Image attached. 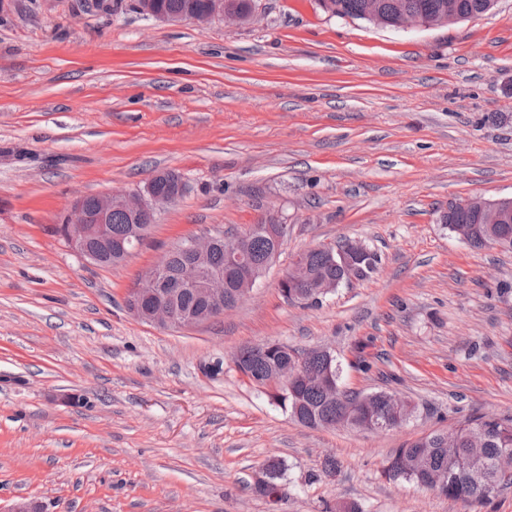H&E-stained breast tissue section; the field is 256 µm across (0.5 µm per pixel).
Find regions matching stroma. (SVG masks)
<instances>
[{
  "label": "stroma",
  "instance_id": "35a3bbf8",
  "mask_svg": "<svg viewBox=\"0 0 512 512\" xmlns=\"http://www.w3.org/2000/svg\"><path fill=\"white\" fill-rule=\"evenodd\" d=\"M237 25L169 23L134 0H0V512H512L384 476L395 448L512 420V252L440 223L512 197V0L444 27L255 0ZM180 172L120 265L57 233L80 196ZM275 213L285 243L250 295L194 328L126 307L181 239ZM344 239L376 271L307 306L294 256ZM325 348L340 383L414 409L377 432L309 428L235 368L243 347ZM278 460L282 498L256 491Z\"/></svg>",
  "mask_w": 512,
  "mask_h": 512
}]
</instances>
